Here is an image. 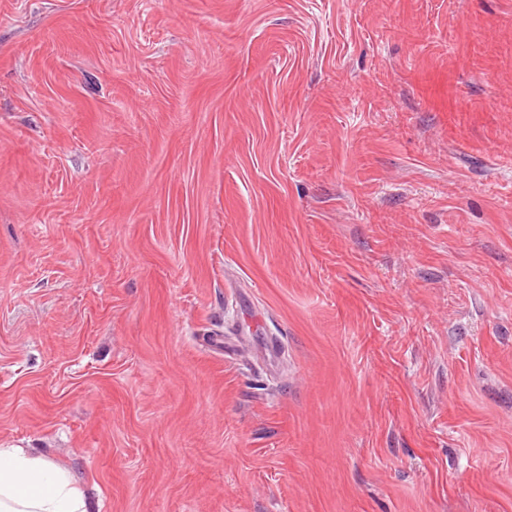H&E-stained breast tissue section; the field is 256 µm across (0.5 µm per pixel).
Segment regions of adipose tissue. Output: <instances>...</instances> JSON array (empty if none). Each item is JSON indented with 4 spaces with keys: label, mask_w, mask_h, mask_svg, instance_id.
Segmentation results:
<instances>
[{
    "label": "adipose tissue",
    "mask_w": 512,
    "mask_h": 512,
    "mask_svg": "<svg viewBox=\"0 0 512 512\" xmlns=\"http://www.w3.org/2000/svg\"><path fill=\"white\" fill-rule=\"evenodd\" d=\"M0 512H92L71 473L23 448H0Z\"/></svg>",
    "instance_id": "1"
}]
</instances>
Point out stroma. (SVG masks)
I'll return each instance as SVG.
<instances>
[{
    "mask_svg": "<svg viewBox=\"0 0 512 512\" xmlns=\"http://www.w3.org/2000/svg\"><path fill=\"white\" fill-rule=\"evenodd\" d=\"M0 447L512 512V0H0Z\"/></svg>",
    "mask_w": 512,
    "mask_h": 512,
    "instance_id": "stroma-1",
    "label": "stroma"
}]
</instances>
